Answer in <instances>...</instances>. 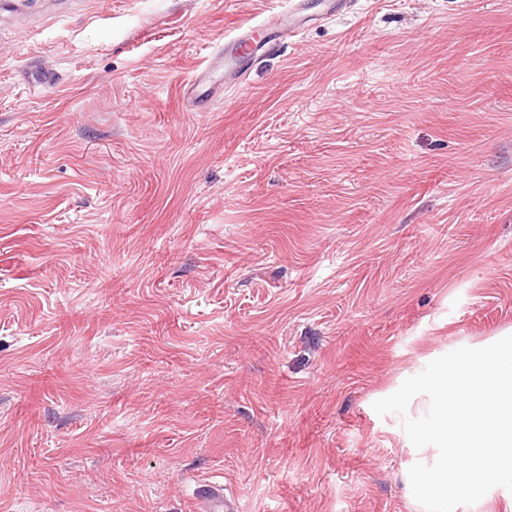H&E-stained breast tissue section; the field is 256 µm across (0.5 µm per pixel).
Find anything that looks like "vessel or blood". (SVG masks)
<instances>
[{
  "instance_id": "1",
  "label": "vessel or blood",
  "mask_w": 512,
  "mask_h": 512,
  "mask_svg": "<svg viewBox=\"0 0 512 512\" xmlns=\"http://www.w3.org/2000/svg\"><path fill=\"white\" fill-rule=\"evenodd\" d=\"M308 18L304 0H288V7L279 14L262 19L250 18L224 34L221 60H209L199 67L187 84V94L205 90L211 100H218L226 88L241 84L258 53L281 50L284 38L299 37ZM223 69V79H214L216 69ZM195 512H239L235 499L224 491L223 483L206 480L198 484L194 494Z\"/></svg>"
}]
</instances>
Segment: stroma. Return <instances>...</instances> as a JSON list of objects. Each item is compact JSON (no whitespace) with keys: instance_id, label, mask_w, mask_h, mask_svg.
Masks as SVG:
<instances>
[{"instance_id":"35a3bbf8","label":"stroma","mask_w":512,"mask_h":512,"mask_svg":"<svg viewBox=\"0 0 512 512\" xmlns=\"http://www.w3.org/2000/svg\"><path fill=\"white\" fill-rule=\"evenodd\" d=\"M284 8L0 13V512H424L372 405L512 328V0H305L192 111ZM288 9L262 19L249 18L240 22L224 34V55L209 60L199 67L187 84L186 94L191 100L199 89L204 88L210 100L217 101L224 95V87L241 84L259 52L276 53L283 47V38L299 37L309 22L304 14V0H289ZM219 60L224 66V81L216 80L213 74ZM224 483L206 480L198 484L194 494L196 512H238L234 498L224 492Z\"/></svg>"}]
</instances>
